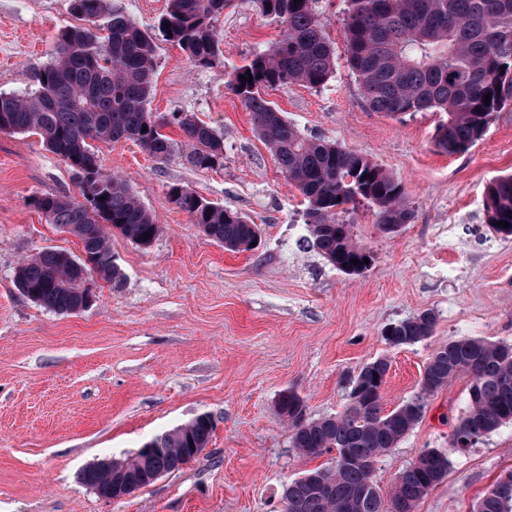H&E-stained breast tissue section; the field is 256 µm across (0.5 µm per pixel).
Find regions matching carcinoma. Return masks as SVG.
Wrapping results in <instances>:
<instances>
[{
  "label": "carcinoma",
  "mask_w": 512,
  "mask_h": 512,
  "mask_svg": "<svg viewBox=\"0 0 512 512\" xmlns=\"http://www.w3.org/2000/svg\"><path fill=\"white\" fill-rule=\"evenodd\" d=\"M235 0H168L156 29L162 40L184 51L201 69L221 55L216 22ZM284 27L282 38L256 53L227 76L226 86L251 112L255 129L282 173L307 201L306 226L313 245L344 274L374 261L352 241L351 225L340 219L344 206L368 204L377 225L395 232L413 217L406 192L364 154L302 135L272 102L266 90L301 84L322 88L335 71L336 55L325 36L320 0H246ZM342 19L346 63L360 82L372 110L390 117L442 112L446 119L434 134L436 149L448 155L479 141L495 113L512 106V0H346ZM84 24L61 31L50 60L20 94L0 93V132L37 134L73 176L80 195L34 194L28 205L52 224L76 236L85 257L75 267L62 250H46L20 263L14 284L20 294L49 311L76 314L92 293L95 274L118 288L123 275L112 255L109 231L116 230L141 247L161 234V225L119 176L104 168L96 143L133 140L150 155L166 159L181 148L185 163L197 171L224 166V143L217 130L194 114L174 116L183 142L162 132L165 122L148 108L156 68L155 35L138 25L121 0H70ZM252 75L253 81L240 76ZM491 95L485 103L484 95ZM486 223L512 236V174L491 181L486 191ZM168 196L212 241L229 250H248L257 225L237 211L174 184ZM509 223L503 228L498 222ZM357 259L353 264L351 259ZM436 318L421 314L395 324L385 337L393 347L431 336ZM390 368L387 358L362 366L351 378L349 403L335 416L311 419L304 399L294 391L278 399V415L287 424L291 447L318 458L346 452L328 467L291 481L282 496V512H410L444 479L449 454L458 443L477 441L512 422V344L484 338L450 339L429 358L419 391L389 412L381 390ZM469 378L467 405L451 426L448 449L429 448L382 493L371 458L389 451L423 419L431 395L455 378ZM214 431L199 416L153 439L154 450L137 452L121 466L88 465L82 481L104 497L116 483H135L142 470L169 473L203 450ZM471 512H512V470L495 480Z\"/></svg>",
  "instance_id": "1"
}]
</instances>
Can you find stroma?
I'll list each match as a JSON object with an SVG mask.
<instances>
[{"label": "stroma", "mask_w": 512, "mask_h": 512, "mask_svg": "<svg viewBox=\"0 0 512 512\" xmlns=\"http://www.w3.org/2000/svg\"><path fill=\"white\" fill-rule=\"evenodd\" d=\"M320 9L336 44L333 78L266 97L303 135L366 154L404 187L413 219L397 232L380 231L366 204L345 215L355 242L375 254L361 275L339 272L308 243L303 196L225 85L282 31L245 0L216 23L222 56L214 68L156 44L151 111L192 112L215 127L223 168L197 171L131 140L102 145L103 166L129 183L163 232L148 248L112 232L123 283L96 280L83 312L56 314L14 285L19 262L44 249L81 255L78 238L28 204L35 193L74 196L78 188L39 137L0 133V512H280L285 486L331 461L292 448L277 415L281 393L297 392L309 418L338 414L351 376L385 357L389 411L417 392L425 364L448 340L512 344V237L490 232L485 207L488 184L512 172V108L467 152L440 154L442 113L373 111L345 61V0H321ZM77 22L69 0H0V92L28 90L58 33ZM175 183L258 224L257 248L212 242L170 201ZM424 311L436 316L429 338L396 348L385 341V327ZM467 384L459 377L432 395L423 420L381 456V489L423 450L447 447ZM201 414L213 418L214 432L180 469L120 501L81 481L90 463L132 458ZM508 470L512 424L452 453L446 477L415 512H468Z\"/></svg>", "instance_id": "1"}]
</instances>
